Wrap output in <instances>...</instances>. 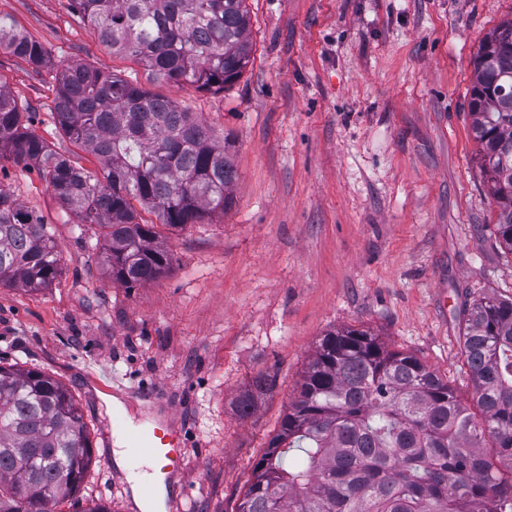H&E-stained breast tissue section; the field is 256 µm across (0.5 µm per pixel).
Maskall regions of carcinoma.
Instances as JSON below:
<instances>
[{
	"mask_svg": "<svg viewBox=\"0 0 512 512\" xmlns=\"http://www.w3.org/2000/svg\"><path fill=\"white\" fill-rule=\"evenodd\" d=\"M99 41L134 58L152 81L221 92L250 61L245 0H71ZM0 48L34 68L50 53L0 16ZM482 168L512 251V18L482 40L469 102ZM52 115L100 169L54 153L31 113L0 85V164L41 170L80 224L102 229L112 280L131 287L172 263L155 224L179 227L224 213L235 168L228 139L172 101L88 63L62 68ZM47 225L0 187V285L35 290L59 274ZM463 349L477 412L415 355L368 330L327 332L278 432L254 464L237 512H512V298L464 310ZM271 385L239 395L250 415ZM302 455L286 467L285 456ZM87 424L56 379L0 365V512H55L91 465Z\"/></svg>",
	"mask_w": 512,
	"mask_h": 512,
	"instance_id": "carcinoma-1",
	"label": "carcinoma"
}]
</instances>
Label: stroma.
Instances as JSON below:
<instances>
[{
	"label": "stroma",
	"mask_w": 512,
	"mask_h": 512,
	"mask_svg": "<svg viewBox=\"0 0 512 512\" xmlns=\"http://www.w3.org/2000/svg\"><path fill=\"white\" fill-rule=\"evenodd\" d=\"M253 46L218 93L148 83L112 54L70 0H0V15L51 53L36 69L0 49V84L49 148L87 169L51 114L62 65L87 62L195 113L231 144L224 214L161 228L170 271L112 280L97 225L78 223L37 167L5 164L0 186L47 224L61 251L46 288L0 285V364L59 381L88 425L92 463L73 501L126 512L130 484L102 434L174 418L185 470L180 512H237L252 467L331 330L364 329L414 354L472 400L463 311L512 296L471 129L473 60L512 0H247ZM273 384L242 416L258 374ZM126 407L108 409L103 395Z\"/></svg>",
	"instance_id": "35a3bbf8"
}]
</instances>
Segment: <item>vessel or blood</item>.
Returning a JSON list of instances; mask_svg holds the SVG:
<instances>
[{
	"label": "vessel or blood",
	"instance_id": "1",
	"mask_svg": "<svg viewBox=\"0 0 512 512\" xmlns=\"http://www.w3.org/2000/svg\"><path fill=\"white\" fill-rule=\"evenodd\" d=\"M127 445L141 449L144 455L154 460L155 484H168L175 474L183 470L185 438L175 420L168 419L160 422L148 432H129Z\"/></svg>",
	"mask_w": 512,
	"mask_h": 512
}]
</instances>
